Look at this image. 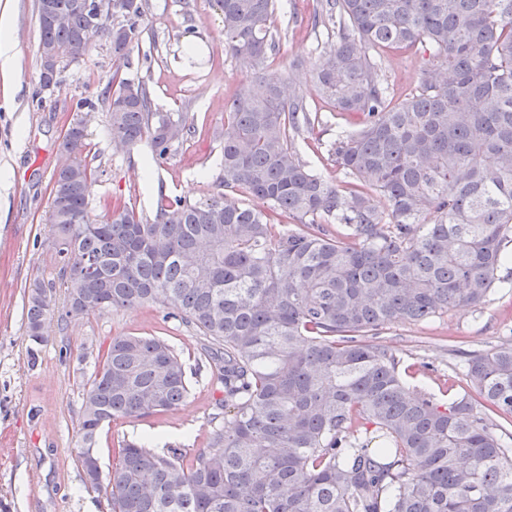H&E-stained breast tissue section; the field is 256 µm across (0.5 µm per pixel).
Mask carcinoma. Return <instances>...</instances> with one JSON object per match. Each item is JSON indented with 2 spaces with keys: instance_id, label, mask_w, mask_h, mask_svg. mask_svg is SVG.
<instances>
[{
  "instance_id": "cac0c4a2",
  "label": "carcinoma",
  "mask_w": 512,
  "mask_h": 512,
  "mask_svg": "<svg viewBox=\"0 0 512 512\" xmlns=\"http://www.w3.org/2000/svg\"><path fill=\"white\" fill-rule=\"evenodd\" d=\"M39 51L60 67L104 39L121 66L139 46L142 0H112L92 25L77 0H50ZM224 51L245 68L280 52L275 0H217ZM336 44L318 94L357 131L331 146L340 187L311 170L293 140L312 125L303 95L269 82L226 104L220 180L258 201L162 196L154 216L116 205L91 217L83 155L53 176V284L28 291L27 332L47 341L76 319L151 304L192 328L199 360L224 388L206 448L194 455L122 440L107 476L96 448L112 421L178 409L185 362L160 336L99 345L83 388L76 461L111 512H512V340L464 351L475 394L448 404L409 386L385 327L484 302L512 237V0H325L311 25ZM421 45L418 91L388 100L361 53ZM112 136L163 160L191 127L151 109L146 83L106 96ZM383 195L376 208L368 191ZM286 213L298 230L274 223Z\"/></svg>"
}]
</instances>
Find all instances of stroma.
I'll use <instances>...</instances> for the list:
<instances>
[{"instance_id": "stroma-1", "label": "stroma", "mask_w": 512, "mask_h": 512, "mask_svg": "<svg viewBox=\"0 0 512 512\" xmlns=\"http://www.w3.org/2000/svg\"><path fill=\"white\" fill-rule=\"evenodd\" d=\"M139 47L121 68H114L108 44L100 42L63 69L58 84L39 88V27L35 0H0L16 32L17 62L0 72V167H10L12 186L0 201V440L10 453L0 456V512H109L104 497L87 490L76 454L82 384L95 357L81 348L119 334L160 336L181 352L190 395L175 411L139 419H119L100 435L102 468H111L123 438L157 436L195 454L206 444L209 420L222 398L208 366L197 363L194 334L161 308L135 306L69 323L66 331L49 325L37 356L28 353L24 305L34 278L55 281L53 298L63 305L66 291L48 248L53 174L63 164L60 143L77 119L87 125V160L94 170L88 188L91 215L100 219L120 201L153 215L160 196L189 201L227 196L245 205L252 197L225 190L218 175L224 147V102L244 88L269 80L290 84L304 95L318 124L295 140L299 156L316 173L337 185L346 177L330 148L346 118L314 87L316 66L336 43L325 28L307 18L319 0H276L274 31L279 54L246 70L224 50L222 12L216 0H143ZM376 60L389 98L414 93L424 62L421 47L389 49ZM144 81L156 112L187 117L191 133L163 164L153 163L147 145L135 148L114 141L100 97L113 79ZM96 100L93 110L77 111L81 98ZM148 167L149 178L138 171ZM512 338V259L479 307L453 310L419 323H395L381 333L399 356L410 385L448 402L466 390L460 351L488 349ZM71 356H60L62 346Z\"/></svg>"}]
</instances>
